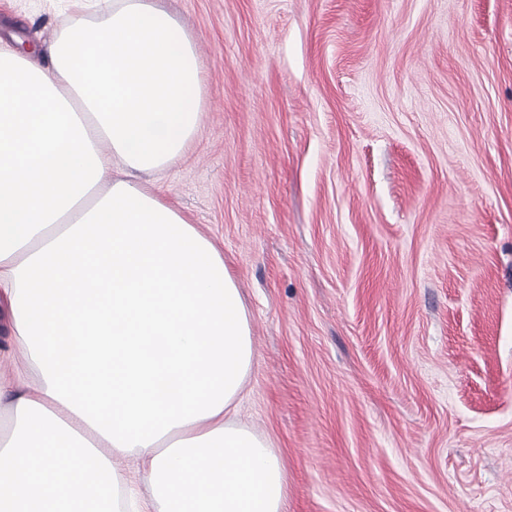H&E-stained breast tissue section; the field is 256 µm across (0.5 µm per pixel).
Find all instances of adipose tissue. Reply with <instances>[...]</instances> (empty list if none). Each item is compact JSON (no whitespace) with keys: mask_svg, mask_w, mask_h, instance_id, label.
I'll list each match as a JSON object with an SVG mask.
<instances>
[{"mask_svg":"<svg viewBox=\"0 0 512 512\" xmlns=\"http://www.w3.org/2000/svg\"><path fill=\"white\" fill-rule=\"evenodd\" d=\"M201 83L157 0H98L27 54L0 41V287L45 378L0 376V512H126L130 451L159 512H286L280 457L229 418L254 363L237 284L135 180L184 155Z\"/></svg>","mask_w":512,"mask_h":512,"instance_id":"adipose-tissue-1","label":"adipose tissue"}]
</instances>
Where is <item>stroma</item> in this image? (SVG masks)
Wrapping results in <instances>:
<instances>
[{
  "label": "stroma",
  "instance_id": "stroma-1",
  "mask_svg": "<svg viewBox=\"0 0 512 512\" xmlns=\"http://www.w3.org/2000/svg\"><path fill=\"white\" fill-rule=\"evenodd\" d=\"M198 133L145 177L252 328L288 512H512V0H159ZM64 0H0V39ZM0 289V373L42 383Z\"/></svg>",
  "mask_w": 512,
  "mask_h": 512
}]
</instances>
